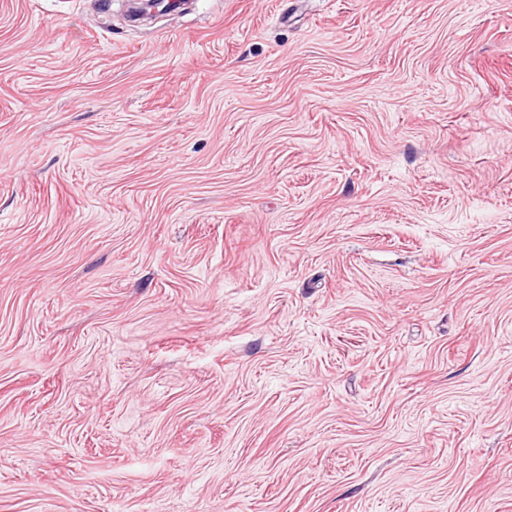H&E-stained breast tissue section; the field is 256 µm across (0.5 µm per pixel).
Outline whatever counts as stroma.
<instances>
[{
	"label": "stroma",
	"instance_id": "stroma-1",
	"mask_svg": "<svg viewBox=\"0 0 512 512\" xmlns=\"http://www.w3.org/2000/svg\"><path fill=\"white\" fill-rule=\"evenodd\" d=\"M0 0V512H512V0Z\"/></svg>",
	"mask_w": 512,
	"mask_h": 512
}]
</instances>
